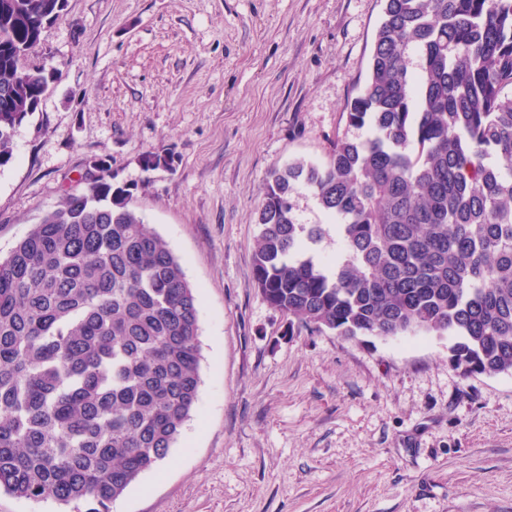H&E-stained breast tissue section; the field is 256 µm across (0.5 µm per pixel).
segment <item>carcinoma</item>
<instances>
[{
    "mask_svg": "<svg viewBox=\"0 0 512 512\" xmlns=\"http://www.w3.org/2000/svg\"><path fill=\"white\" fill-rule=\"evenodd\" d=\"M362 139L270 171L253 272L311 333L454 339L464 377L512 373V0H383ZM66 0H0V168L58 78L27 59ZM95 160L0 258V492L111 512L178 442L201 385L195 289L131 189ZM307 188L336 221L305 241ZM299 223L308 226H319L323 235L316 245L317 253L322 258H335L340 251V243L336 237L335 224L319 207L312 193L304 188L299 189L295 198Z\"/></svg>",
    "mask_w": 512,
    "mask_h": 512,
    "instance_id": "carcinoma-1",
    "label": "carcinoma"
}]
</instances>
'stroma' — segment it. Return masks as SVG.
<instances>
[{"instance_id": "stroma-1", "label": "stroma", "mask_w": 512, "mask_h": 512, "mask_svg": "<svg viewBox=\"0 0 512 512\" xmlns=\"http://www.w3.org/2000/svg\"><path fill=\"white\" fill-rule=\"evenodd\" d=\"M381 0H67L29 64L58 81L0 168V257L95 160L198 299L197 412L112 512H512V374L464 378L448 337L290 329L253 274L272 168L360 137ZM150 153L172 157L144 171ZM299 223L340 251L312 193Z\"/></svg>"}]
</instances>
